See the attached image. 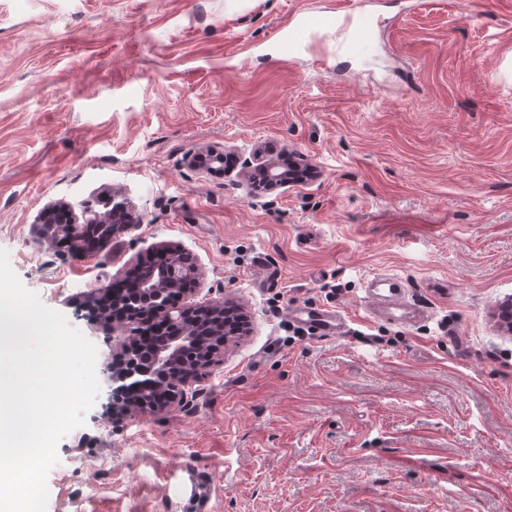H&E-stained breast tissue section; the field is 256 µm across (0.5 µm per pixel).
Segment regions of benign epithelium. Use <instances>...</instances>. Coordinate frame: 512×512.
Returning <instances> with one entry per match:
<instances>
[{
	"instance_id": "benign-epithelium-1",
	"label": "benign epithelium",
	"mask_w": 512,
	"mask_h": 512,
	"mask_svg": "<svg viewBox=\"0 0 512 512\" xmlns=\"http://www.w3.org/2000/svg\"><path fill=\"white\" fill-rule=\"evenodd\" d=\"M244 165L267 171L271 189L288 186V177L277 171L274 161L259 149ZM42 223L50 228L41 232L40 243H72L73 255L78 256L81 250L77 244L100 247L137 220L118 204L109 213L86 211L79 217L50 207L44 212ZM183 257L179 248L167 246L160 259L139 266L136 282L100 288L87 297L91 309L99 298L109 300L116 309L112 316L114 329L135 330L137 337L132 339V345L147 347L154 366L162 369V373L152 376L142 373L131 353L104 368L103 374L112 383L109 407L116 418L144 408L154 413L171 410L182 401L185 386L196 380L200 371L220 361L224 349V303L196 301V288L176 289L177 279L182 276H188L195 284L202 280L197 266L181 267Z\"/></svg>"
}]
</instances>
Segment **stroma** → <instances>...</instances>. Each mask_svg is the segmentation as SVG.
<instances>
[{"label": "stroma", "instance_id": "1", "mask_svg": "<svg viewBox=\"0 0 512 512\" xmlns=\"http://www.w3.org/2000/svg\"><path fill=\"white\" fill-rule=\"evenodd\" d=\"M363 38L277 32L302 0H0V249L111 363L87 293L175 244L199 300L248 335L160 414L96 400L64 437L47 512H512V0H362ZM223 147L237 162L197 168ZM311 179L252 187L253 150ZM139 218L85 258L37 245L52 203ZM421 305L368 319V279ZM336 308V337L290 305ZM289 322L313 337H332L346 331L347 323L334 308L312 307L305 303L288 308ZM180 497L190 512H212V490L208 478L192 467L182 469Z\"/></svg>", "mask_w": 512, "mask_h": 512}]
</instances>
